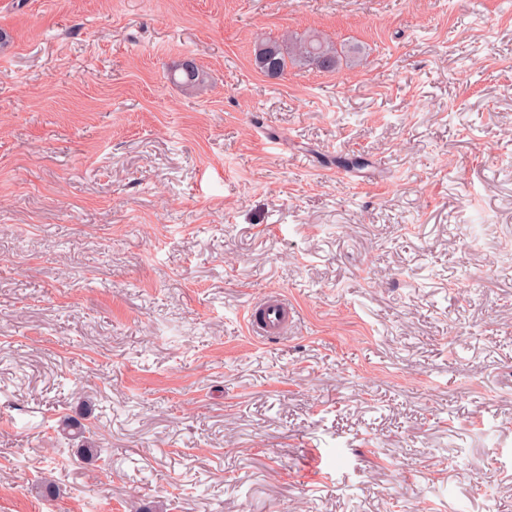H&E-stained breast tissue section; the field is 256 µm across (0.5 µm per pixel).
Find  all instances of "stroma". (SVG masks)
<instances>
[{
  "instance_id": "35a3bbf8",
  "label": "stroma",
  "mask_w": 512,
  "mask_h": 512,
  "mask_svg": "<svg viewBox=\"0 0 512 512\" xmlns=\"http://www.w3.org/2000/svg\"><path fill=\"white\" fill-rule=\"evenodd\" d=\"M0 32V512H512V0H0ZM309 32L358 62L256 68ZM177 72H179L181 80H177ZM171 79L181 84L182 87L189 92L197 91L203 82L200 70L193 61H182L178 64L171 73ZM296 309L280 293H268L247 310L246 323L253 336L263 340L281 338L295 321ZM60 430L67 436L85 438L83 440L84 443H82L83 448H77V454L82 460L100 459L101 449L96 448L97 446L93 442L88 441L83 435L85 432L84 424L80 423L77 419H68L62 421Z\"/></svg>"
}]
</instances>
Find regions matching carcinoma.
Segmentation results:
<instances>
[{
  "instance_id": "cac0c4a2",
  "label": "carcinoma",
  "mask_w": 512,
  "mask_h": 512,
  "mask_svg": "<svg viewBox=\"0 0 512 512\" xmlns=\"http://www.w3.org/2000/svg\"><path fill=\"white\" fill-rule=\"evenodd\" d=\"M268 47L274 52L271 65L263 63L260 49ZM342 61L341 53L333 44L317 34H305L303 36L291 35L281 41H268L258 45L254 53V62L261 72H266L270 67L281 76L288 70V66L296 64L311 63L317 67L327 70H336ZM181 76L179 84L189 91H197L202 82V75L198 66L192 61H183L171 73V79Z\"/></svg>"
}]
</instances>
